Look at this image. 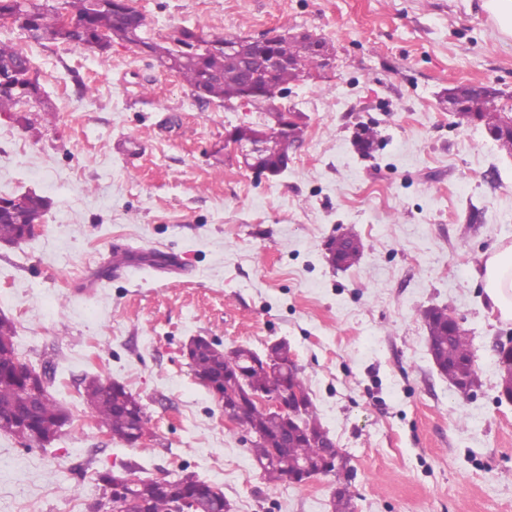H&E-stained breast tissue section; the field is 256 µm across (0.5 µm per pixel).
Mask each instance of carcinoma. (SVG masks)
<instances>
[{
  "label": "carcinoma",
  "instance_id": "1",
  "mask_svg": "<svg viewBox=\"0 0 512 512\" xmlns=\"http://www.w3.org/2000/svg\"><path fill=\"white\" fill-rule=\"evenodd\" d=\"M21 0H0V12L23 9L31 14L34 27L52 36L57 43H67L66 36L58 24L57 7L48 3L30 2L20 5ZM64 8L74 19L83 24L86 33L95 36L106 33L113 40L135 39L144 43L149 52L166 58L169 68L174 70L190 87L193 96L201 102L217 101L222 104L240 99L246 89V80L241 70L224 64V51L216 49L201 52V46L224 44L226 36L222 33L204 32L193 28H183L175 39L176 47H163L143 36L146 18L141 12L134 15L113 7V0H104L103 5L94 6L91 0H63ZM276 52L288 61V65L269 78H258L253 84L258 88V103L267 107L272 121L259 129L251 126L239 128V134L248 137L258 132L264 140L274 145V150L266 156L264 165L275 168L281 159L288 157L289 150L302 140L303 129L296 122L285 123L281 108L276 101L282 98V92L288 90V84L321 68L317 56L313 53L311 42L303 38L283 37L276 45ZM9 68L15 81L22 86H31L37 92H43L39 76L27 64V55L15 46L0 40V68ZM502 93L495 89H486L472 96L464 97V105L458 116L471 121L475 118L487 120L491 128H502L512 122V113L498 106ZM49 207L48 201L36 194L21 196V205L11 210L0 211V242L16 243L31 237L26 225L41 224ZM363 245L349 246L344 239H331L328 250L336 252L343 267L350 268L361 258ZM429 339L435 352V365L440 373L452 380L457 377L459 362L471 359L472 351L467 334H456L448 327V315L445 310H432L427 318ZM15 326L5 316H0V371L15 367L20 362L15 347ZM189 368L193 376L206 388L221 391L235 389L239 385V373H246L248 385L254 390H271L281 382L289 387L307 390L304 379L289 350L273 348L270 353L259 354L249 348L240 347L231 353L203 344L191 354ZM83 396L89 407L95 412L99 423L112 430V437L126 441L130 429L133 406L131 392L125 385L107 381L100 377L83 380ZM31 393L23 385L0 380V430L19 432L18 438L34 442L39 438L56 439L65 427L69 416L58 404L54 396L46 397L40 403L36 421V432L26 427L10 426L15 416L30 403ZM303 431L293 435L288 447L281 446L280 439L288 430V423L270 410H264L254 404L242 409V426L253 428L260 434L250 443L248 451L262 470L266 484L275 487L287 481V475L297 463H309L312 468L320 467L323 448L321 436L327 433L319 422L310 395H305L302 412ZM102 488L117 482L124 487V498L130 503L129 512H172L173 499L157 490L154 480H134L106 471L99 476ZM175 486H185L210 496L216 485L199 478L193 472L183 473L173 479Z\"/></svg>",
  "mask_w": 512,
  "mask_h": 512
}]
</instances>
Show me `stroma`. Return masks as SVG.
I'll use <instances>...</instances> for the list:
<instances>
[{"label": "stroma", "instance_id": "35a3bbf8", "mask_svg": "<svg viewBox=\"0 0 512 512\" xmlns=\"http://www.w3.org/2000/svg\"><path fill=\"white\" fill-rule=\"evenodd\" d=\"M144 35L306 30L329 79L287 101L303 137L279 176L256 177L225 130L267 112L195 99L153 56L37 42L0 26L44 90L30 126L0 117V196L34 193L42 232L0 243V313L22 360L49 365L70 423L41 447L0 432V512H93L98 475L220 486L232 512H332L334 477L269 489L220 402L181 354L202 336L265 352L286 341L323 427L355 470L354 512H512V403L493 345L512 340L485 301L481 255L512 243V156L449 113L448 88L491 83L512 104V39L482 0H133ZM377 132L370 156L354 144ZM363 244L348 269L330 238ZM462 320L479 384L436 368L422 311ZM124 384L151 441L107 436L83 378ZM169 482L174 484L176 487L185 485L186 488H192L195 490L200 491L202 494H205L207 496H214L216 498H223L224 504L229 505L231 508V504L229 501L224 497V492L221 488L218 486L211 484L207 482L206 480H203L199 478L195 473L193 472H187L183 473L181 475H178L176 478L173 479H167ZM216 489L220 493V497L216 496L212 493V490Z\"/></svg>", "mask_w": 512, "mask_h": 512}]
</instances>
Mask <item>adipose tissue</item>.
<instances>
[{"instance_id":"1","label":"adipose tissue","mask_w":512,"mask_h":512,"mask_svg":"<svg viewBox=\"0 0 512 512\" xmlns=\"http://www.w3.org/2000/svg\"><path fill=\"white\" fill-rule=\"evenodd\" d=\"M478 277L493 313L512 321V243H500L481 257Z\"/></svg>"}]
</instances>
